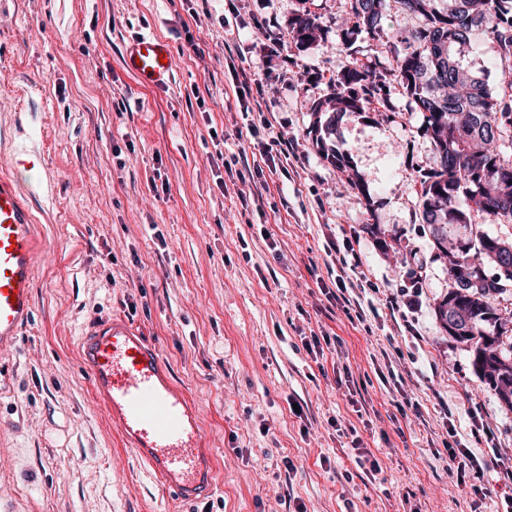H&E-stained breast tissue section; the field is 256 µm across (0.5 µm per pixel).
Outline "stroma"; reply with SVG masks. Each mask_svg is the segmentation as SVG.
Listing matches in <instances>:
<instances>
[{"instance_id":"obj_1","label":"stroma","mask_w":512,"mask_h":512,"mask_svg":"<svg viewBox=\"0 0 512 512\" xmlns=\"http://www.w3.org/2000/svg\"><path fill=\"white\" fill-rule=\"evenodd\" d=\"M302 9L323 31L299 48ZM420 24L394 11L381 37L357 34L348 0H0V161L47 242L34 315L0 353V512H504L495 451L512 449V409L435 315L452 282L417 209L438 158L392 74L396 32ZM150 32L175 59L159 89L122 66ZM354 65L385 86L336 132L361 189L311 132L314 105ZM244 69L257 73L245 88ZM263 118L293 140L289 157L250 137ZM249 161L267 184L256 203L241 198ZM352 235L349 276L372 283L362 323L331 296L332 246ZM414 280L393 323L382 311ZM112 314L159 346L197 405L217 463L202 502H172L94 397L75 344ZM311 335L330 337L322 355L305 349ZM452 428L482 478L458 480ZM356 437L379 473L356 464Z\"/></svg>"}]
</instances>
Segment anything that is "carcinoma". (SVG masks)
Listing matches in <instances>:
<instances>
[{
    "instance_id": "1",
    "label": "carcinoma",
    "mask_w": 512,
    "mask_h": 512,
    "mask_svg": "<svg viewBox=\"0 0 512 512\" xmlns=\"http://www.w3.org/2000/svg\"><path fill=\"white\" fill-rule=\"evenodd\" d=\"M355 29L368 34L397 6L423 24L404 38L408 52L397 60L395 76L423 113L439 165L421 182L419 216L437 257L448 256V236L457 232L450 279L490 275L486 288L464 295L448 292L436 306L437 318H458L448 332L470 348L474 366L498 400L512 408V311L500 298L512 291V237L493 236L473 222L474 214L512 223V80L493 91L468 56L476 31L487 32L501 65H512V0H349ZM291 32L304 47L320 33L319 20L306 10L294 15ZM378 86L364 69L349 68L333 80V92L312 112L311 132L324 158L337 168L349 160L336 142V113L365 111ZM494 273H488V270Z\"/></svg>"
}]
</instances>
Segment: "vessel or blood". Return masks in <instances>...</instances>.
<instances>
[{
  "mask_svg": "<svg viewBox=\"0 0 512 512\" xmlns=\"http://www.w3.org/2000/svg\"><path fill=\"white\" fill-rule=\"evenodd\" d=\"M169 42L154 34L135 39L123 66L153 87L166 83L173 66ZM44 248L24 193L0 171V352L15 349L34 312V281ZM78 359L91 378L109 423L145 472L179 503L211 494L214 462L202 424L186 391L172 379L158 346L122 315L93 322L83 333Z\"/></svg>",
  "mask_w": 512,
  "mask_h": 512,
  "instance_id": "obj_1",
  "label": "vessel or blood"
}]
</instances>
